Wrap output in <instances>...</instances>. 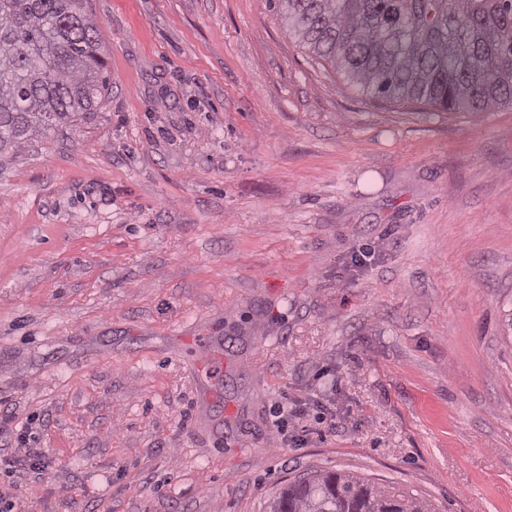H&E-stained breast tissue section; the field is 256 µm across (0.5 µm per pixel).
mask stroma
Wrapping results in <instances>:
<instances>
[{"label": "stroma", "instance_id": "35a3bbf8", "mask_svg": "<svg viewBox=\"0 0 512 512\" xmlns=\"http://www.w3.org/2000/svg\"><path fill=\"white\" fill-rule=\"evenodd\" d=\"M88 7L101 103L0 155V512H512V105L365 96L271 0ZM269 512H429L403 491L380 489L342 472H320L288 483Z\"/></svg>", "mask_w": 512, "mask_h": 512}]
</instances>
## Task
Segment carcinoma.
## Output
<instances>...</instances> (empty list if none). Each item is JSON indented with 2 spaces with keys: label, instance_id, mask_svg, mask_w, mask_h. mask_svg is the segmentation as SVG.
Returning <instances> with one entry per match:
<instances>
[{
  "label": "carcinoma",
  "instance_id": "obj_1",
  "mask_svg": "<svg viewBox=\"0 0 512 512\" xmlns=\"http://www.w3.org/2000/svg\"><path fill=\"white\" fill-rule=\"evenodd\" d=\"M308 52L363 92L443 109L512 104V0H278ZM105 68L88 0H0V154L90 112ZM269 512H429L342 472L288 483Z\"/></svg>",
  "mask_w": 512,
  "mask_h": 512
}]
</instances>
